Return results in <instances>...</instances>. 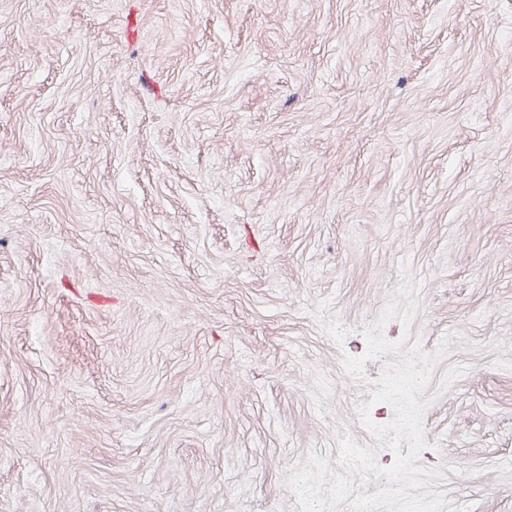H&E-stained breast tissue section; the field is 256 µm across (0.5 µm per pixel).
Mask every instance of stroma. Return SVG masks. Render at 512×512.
<instances>
[{"mask_svg":"<svg viewBox=\"0 0 512 512\" xmlns=\"http://www.w3.org/2000/svg\"><path fill=\"white\" fill-rule=\"evenodd\" d=\"M409 284L443 512H512V0H0V512H300Z\"/></svg>","mask_w":512,"mask_h":512,"instance_id":"stroma-1","label":"stroma"}]
</instances>
